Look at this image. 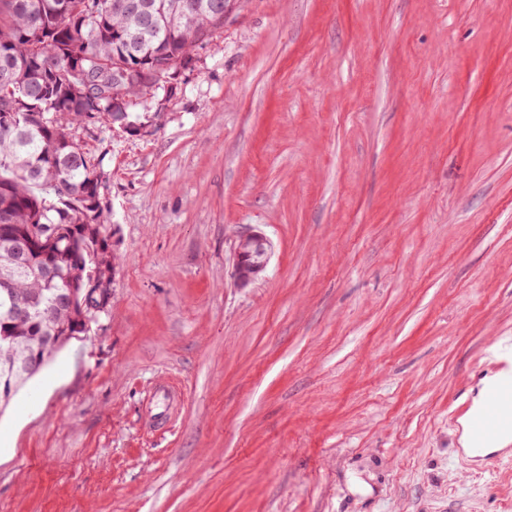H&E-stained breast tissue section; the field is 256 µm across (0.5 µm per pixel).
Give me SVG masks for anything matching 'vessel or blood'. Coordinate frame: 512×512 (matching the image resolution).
Returning <instances> with one entry per match:
<instances>
[{"label":"vessel or blood","instance_id":"obj_1","mask_svg":"<svg viewBox=\"0 0 512 512\" xmlns=\"http://www.w3.org/2000/svg\"><path fill=\"white\" fill-rule=\"evenodd\" d=\"M495 380L488 385L479 408H462L470 436L471 454L481 458L489 444L506 433L512 434V346L493 349Z\"/></svg>","mask_w":512,"mask_h":512}]
</instances>
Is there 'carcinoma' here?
I'll list each match as a JSON object with an SVG mask.
<instances>
[{
	"label": "carcinoma",
	"instance_id": "1",
	"mask_svg": "<svg viewBox=\"0 0 512 512\" xmlns=\"http://www.w3.org/2000/svg\"><path fill=\"white\" fill-rule=\"evenodd\" d=\"M224 25V0H0V227L43 225L47 244L32 265L18 262L0 234V410L29 378L20 362L43 346L47 359L95 316L84 304L99 281L109 303L112 254L94 241L105 217L102 171L73 142L61 117L139 130L130 109L194 61L198 43ZM39 298L27 319L4 293ZM59 288H76L59 306Z\"/></svg>",
	"mask_w": 512,
	"mask_h": 512
}]
</instances>
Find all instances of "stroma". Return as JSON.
Masks as SVG:
<instances>
[{
	"label": "stroma",
	"instance_id": "stroma-1",
	"mask_svg": "<svg viewBox=\"0 0 512 512\" xmlns=\"http://www.w3.org/2000/svg\"><path fill=\"white\" fill-rule=\"evenodd\" d=\"M136 113L68 127L112 299L0 412V512H512L455 415L512 338V0H230ZM247 242L254 245V252L244 249ZM269 248L268 239L259 232L250 231L242 236L234 252V271L239 285L249 284L266 268Z\"/></svg>",
	"mask_w": 512,
	"mask_h": 512
}]
</instances>
